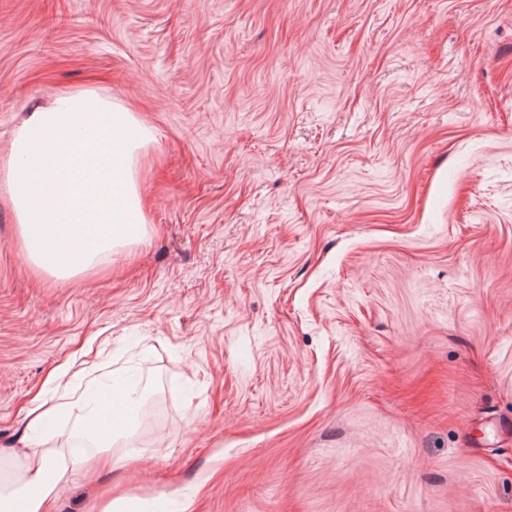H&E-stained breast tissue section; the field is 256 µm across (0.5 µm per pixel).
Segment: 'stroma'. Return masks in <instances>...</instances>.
<instances>
[{
	"mask_svg": "<svg viewBox=\"0 0 512 512\" xmlns=\"http://www.w3.org/2000/svg\"><path fill=\"white\" fill-rule=\"evenodd\" d=\"M80 91L147 234L59 281L0 180V486L42 394L45 512H512V0H0V173ZM143 362L159 440L78 450ZM72 407L84 413L87 420L86 428L90 429L94 439H98L99 434L91 427L98 422L110 437L117 432L115 427H112V400L82 396L72 404Z\"/></svg>",
	"mask_w": 512,
	"mask_h": 512,
	"instance_id": "stroma-1",
	"label": "stroma"
}]
</instances>
